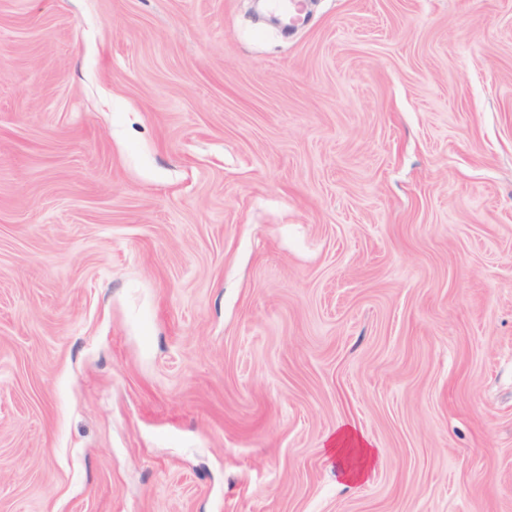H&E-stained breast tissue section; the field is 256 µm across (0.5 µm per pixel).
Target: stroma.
Wrapping results in <instances>:
<instances>
[{
  "instance_id": "1",
  "label": "stroma",
  "mask_w": 512,
  "mask_h": 512,
  "mask_svg": "<svg viewBox=\"0 0 512 512\" xmlns=\"http://www.w3.org/2000/svg\"><path fill=\"white\" fill-rule=\"evenodd\" d=\"M306 9L0 0V512H512V0ZM329 440L328 450L342 466L343 478L350 483L363 480L376 455L370 442L357 435L350 425L337 427Z\"/></svg>"
}]
</instances>
